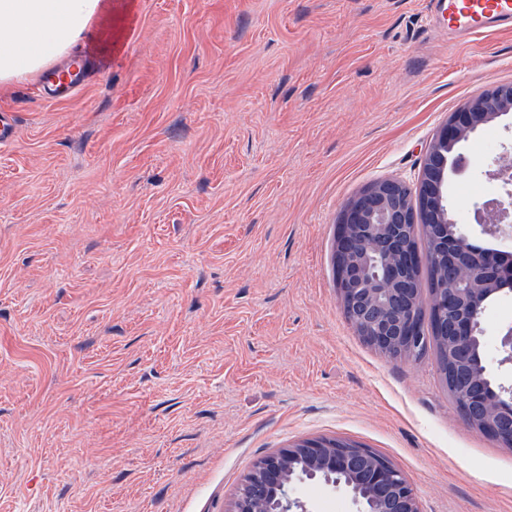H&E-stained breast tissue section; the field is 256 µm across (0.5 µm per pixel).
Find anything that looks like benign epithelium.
<instances>
[{
	"instance_id": "obj_1",
	"label": "benign epithelium",
	"mask_w": 512,
	"mask_h": 512,
	"mask_svg": "<svg viewBox=\"0 0 512 512\" xmlns=\"http://www.w3.org/2000/svg\"><path fill=\"white\" fill-rule=\"evenodd\" d=\"M512 112V83L501 84L466 101L430 142L416 186L384 179L363 189L343 210L334 250L336 289L343 313L351 317L362 340L402 360L425 350L423 325L414 313L418 267L428 260L442 262L453 276L470 284L461 297L454 281L437 290L431 316L441 335L450 338L456 356L471 358L487 388L467 386L458 391L464 420L499 446L512 447V399L509 389L494 388L479 356L484 345L479 314L487 299L512 285V266L497 254L478 250L470 235L448 210V173L460 174L465 162L457 145L478 128ZM493 176L504 192L475 208L483 234H512V157L495 162ZM428 225L434 240L431 256L408 246L413 228ZM345 483L357 512H420L409 479L384 456L359 444L337 439L300 441L258 460L246 475L231 512H307L306 504L289 495L295 483L321 478Z\"/></svg>"
}]
</instances>
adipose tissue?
<instances>
[{"instance_id": "ef3b65f1", "label": "adipose tissue", "mask_w": 512, "mask_h": 512, "mask_svg": "<svg viewBox=\"0 0 512 512\" xmlns=\"http://www.w3.org/2000/svg\"><path fill=\"white\" fill-rule=\"evenodd\" d=\"M110 0H0V84L40 73L79 42L112 51Z\"/></svg>"}]
</instances>
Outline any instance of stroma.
I'll return each mask as SVG.
<instances>
[{
	"label": "stroma",
	"mask_w": 512,
	"mask_h": 512,
	"mask_svg": "<svg viewBox=\"0 0 512 512\" xmlns=\"http://www.w3.org/2000/svg\"><path fill=\"white\" fill-rule=\"evenodd\" d=\"M112 58L66 101L0 87V512H231L261 457L372 448L420 512H512V448L463 419L435 350L396 361L336 290L343 207L417 183L512 30L452 40L429 0H112ZM448 205L480 245L512 115L462 141ZM512 293L481 323L492 377ZM309 512H354L322 481Z\"/></svg>",
	"instance_id": "stroma-1"
}]
</instances>
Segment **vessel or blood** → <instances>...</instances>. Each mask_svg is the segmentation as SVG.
<instances>
[{
  "label": "vessel or blood",
  "mask_w": 512,
  "mask_h": 512,
  "mask_svg": "<svg viewBox=\"0 0 512 512\" xmlns=\"http://www.w3.org/2000/svg\"><path fill=\"white\" fill-rule=\"evenodd\" d=\"M433 11L442 13L450 34L476 39L500 26L512 27V0H431ZM83 64L69 70L47 72L42 83L52 99H63L72 93Z\"/></svg>",
  "instance_id": "vessel-or-blood-1"
}]
</instances>
